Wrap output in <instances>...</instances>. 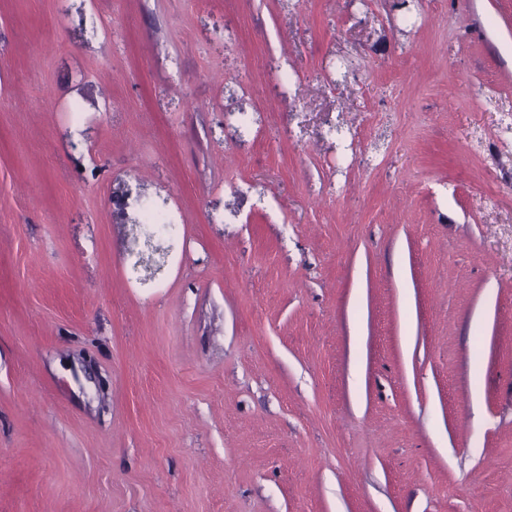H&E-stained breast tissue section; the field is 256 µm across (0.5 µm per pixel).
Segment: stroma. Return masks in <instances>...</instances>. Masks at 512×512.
<instances>
[{"label": "stroma", "mask_w": 512, "mask_h": 512, "mask_svg": "<svg viewBox=\"0 0 512 512\" xmlns=\"http://www.w3.org/2000/svg\"><path fill=\"white\" fill-rule=\"evenodd\" d=\"M0 512H512V0H0Z\"/></svg>", "instance_id": "1"}]
</instances>
